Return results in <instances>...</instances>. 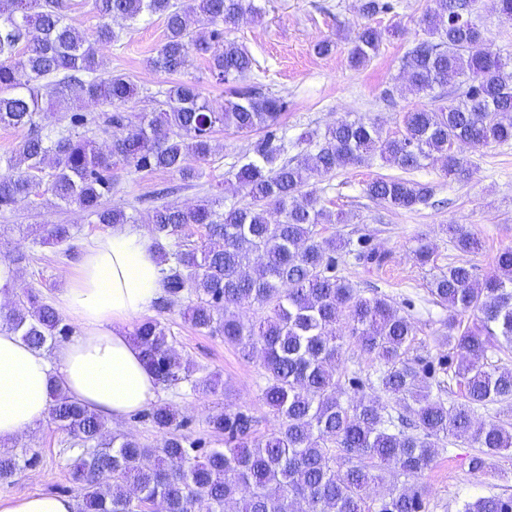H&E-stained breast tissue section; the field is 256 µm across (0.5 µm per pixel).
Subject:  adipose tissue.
Masks as SVG:
<instances>
[{"mask_svg": "<svg viewBox=\"0 0 512 512\" xmlns=\"http://www.w3.org/2000/svg\"><path fill=\"white\" fill-rule=\"evenodd\" d=\"M162 266L148 236L129 226L93 238L74 269L61 271L57 298L80 327L54 356L0 330V441L14 439L48 415L51 384L105 417L143 410L159 384L129 333L163 293ZM0 512H76L67 496L0 498Z\"/></svg>", "mask_w": 512, "mask_h": 512, "instance_id": "obj_1", "label": "adipose tissue"}]
</instances>
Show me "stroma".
<instances>
[{
  "mask_svg": "<svg viewBox=\"0 0 512 512\" xmlns=\"http://www.w3.org/2000/svg\"><path fill=\"white\" fill-rule=\"evenodd\" d=\"M362 2L258 0L262 8L259 19L241 22L224 33L255 60L241 85L287 99L288 110L281 115L280 124L290 141L289 155L299 153L295 140L302 131L321 130L340 119L369 118L384 134H398L404 112L430 101L425 94L406 90L403 71L406 52L423 36L422 19L430 0H399L394 12L370 19L361 10ZM368 22L384 30L386 36L378 55L366 67L355 69L349 64L348 51L357 30ZM112 28L118 41L99 45L98 54L109 71L126 75L137 86L139 94L127 104V111H152L155 93L175 80L174 75L151 65L164 39V20L154 15L131 25L117 19ZM324 40L330 41L331 50L321 54L316 46ZM256 139L253 132L216 131L214 150L203 166L205 175L198 180L186 181L166 170L115 169L114 189L104 205H120L143 231L150 216L144 199L164 186L172 189L166 198L172 205L191 206L212 198L230 204L241 201L230 171L251 155ZM460 152L472 172L466 181H448L437 164L412 173V180L432 187L436 200L432 206L392 209L372 200L366 193L367 184L377 176L398 173L396 167L377 157L336 175L312 179L308 186L328 210L351 217L347 224L324 225L323 236L363 237L385 256L379 265L347 258L339 267L340 276L362 296H385L408 315L417 329L416 353L431 362L448 355L447 345L440 340L448 310L432 300L429 287L433 276L448 266L466 263L473 266L478 278H485L493 270L496 253L512 247V142L483 149L464 146ZM43 224L73 225L74 237L62 245L37 243L35 228ZM449 224L467 225L480 238L481 250L467 254L456 249L445 232ZM109 230V225L98 223L95 216L77 206L57 203L41 189L13 210L0 212V257L10 259L19 251L27 256L17 269L16 288L6 293L7 303L16 302L30 289L39 292L46 303H54L63 286L61 270L76 263L93 236ZM421 238L433 250V260L425 266L413 255ZM149 315L170 330L177 352L195 367L196 377L219 375L228 389L227 395L209 397L187 387L158 390L156 402L170 403L179 410L188 422L187 435L206 438L209 447H223L222 439L209 434L207 420L227 406L252 416L257 436L276 429L277 422L260 396L263 370L257 359L244 356L220 334L198 331L180 309L165 313L153 309ZM67 442V435L48 420L14 439V448L36 456L37 461L12 482L0 484V497L56 493L81 500L82 493L70 476ZM474 453L466 441H448L430 469L395 478L394 483L422 492L426 512H458L463 501L490 493L512 497V461L496 458L484 472L476 473L469 466Z\"/></svg>",
  "mask_w": 512,
  "mask_h": 512,
  "instance_id": "obj_1",
  "label": "stroma"
}]
</instances>
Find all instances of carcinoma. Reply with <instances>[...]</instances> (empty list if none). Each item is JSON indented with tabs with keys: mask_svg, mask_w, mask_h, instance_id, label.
<instances>
[{
	"mask_svg": "<svg viewBox=\"0 0 512 512\" xmlns=\"http://www.w3.org/2000/svg\"><path fill=\"white\" fill-rule=\"evenodd\" d=\"M423 19L425 38L404 59L407 90L432 95V103L405 112L403 131L387 137L379 125L361 118L339 120L323 132L307 130L298 141L309 149L284 158L288 141L278 135L279 117L288 101L250 87L235 88L222 103L201 95L197 83L177 81L161 93L157 108L131 114L126 104L137 87L121 74L103 70L94 43L68 22L69 0H0V126L24 132L18 146L0 157V212L28 199L44 178L59 202L75 205L100 224H130L121 206H101L112 194V169H157L185 179L202 175L199 163L213 152L218 128L236 133L261 132L253 156L232 172L245 202L218 212L206 201L190 207L160 204L149 217L148 232L162 263L164 295L159 310L184 307L197 329L218 332L244 355L259 354L265 384L261 396L278 420L264 438L254 436L252 418L226 409L209 417V431L224 436V447L207 448L203 439L183 433L186 420L168 403L153 405L146 416L163 440L147 448L126 434L106 438L105 417L50 386L49 417L70 437L71 479L84 490L82 512H145L158 502L165 512H225L233 500L238 512H425L422 494L407 489H378L385 473L413 476L429 469L448 439H465L480 454L471 470L482 472L493 457H512V422H476L477 410L512 408V366L493 365L488 354L512 348V248L495 257L493 273L483 280L473 267L451 265L435 275L430 293L448 307V348L457 356L452 373L459 388L451 404L432 394L441 386L426 377L411 357L416 329L410 318L383 296L366 298L336 275L337 257L354 255L379 265L384 256L363 238L352 242L321 237L319 226L347 221L323 206L305 187L378 155L410 174L442 164L450 179L470 177L456 150L512 141V55L482 52L484 33L471 19L476 0H431ZM103 23L97 41L117 39L110 20L137 23L146 16L165 17L166 38L152 59L169 74L187 70L191 52L207 53L218 83L239 80L251 71L246 49L224 40L260 7L255 0H89ZM396 8L393 0H364L371 18ZM384 32L369 23L360 27L349 51V64L366 66L379 52ZM471 84L457 98L434 94L437 87ZM59 105L87 98L111 108L102 131L107 149L83 130L95 123L74 112L69 124L49 121L42 90ZM367 194L393 209L428 203L433 188L404 177L379 176ZM206 229L205 240L182 239L184 228ZM446 231L455 247L476 253L481 242L461 224ZM69 224H52L47 238L63 243ZM195 300L183 305L185 297ZM258 305L270 315L241 320L236 309ZM349 336L383 364L376 390L394 400L363 393L342 400L337 362L345 345L341 317ZM0 327L29 346L43 350L69 334V325L38 294L0 316ZM132 340L165 388L191 385L202 395L222 393L224 384L193 378V367L173 346L167 328L156 319L135 326ZM344 458L345 468L336 467ZM29 460L0 448V483H8ZM459 512H512V497L496 494L462 503Z\"/></svg>",
	"mask_w": 512,
	"mask_h": 512,
	"instance_id": "carcinoma-1",
	"label": "carcinoma"
}]
</instances>
